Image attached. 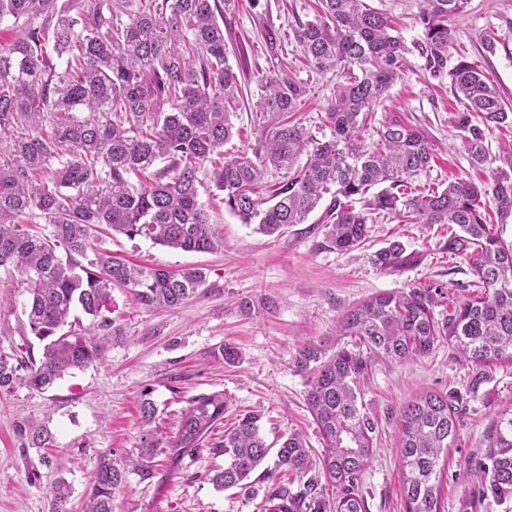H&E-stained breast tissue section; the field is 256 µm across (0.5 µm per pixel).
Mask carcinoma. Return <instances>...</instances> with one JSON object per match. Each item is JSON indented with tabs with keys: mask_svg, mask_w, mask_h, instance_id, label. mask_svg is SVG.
Masks as SVG:
<instances>
[{
	"mask_svg": "<svg viewBox=\"0 0 512 512\" xmlns=\"http://www.w3.org/2000/svg\"><path fill=\"white\" fill-rule=\"evenodd\" d=\"M229 0H0V269L28 294L29 333L43 343L0 352V392L19 386L42 391L73 369L102 359L104 340L63 331L74 309L100 315L114 287L127 288L146 309L181 306L206 283L204 269L167 271L128 264L92 249L100 227L130 239L185 252L224 248L210 204L200 200L201 175L214 155L223 162L209 180L224 208L240 223L267 235L303 224L325 195L326 236L341 253L365 245L379 218L407 224L457 227L444 248L466 259L473 284L467 297L435 316L431 289L383 292L346 309L336 322V351L322 342L301 345L297 367L309 372L305 401L322 440L315 456L305 436L288 434L276 449L262 512H368L361 476L373 454L377 423L363 407L361 383L377 361L406 363L441 342L472 367L476 392L490 370L512 364V241L488 222L487 201L512 217V143L491 155L487 131L512 126L494 84L478 65L450 64L448 20L469 0H418L423 40L417 45L433 79H448L463 108L454 113L465 152L476 168L496 161L489 182L455 179L416 193L409 180L436 162L428 133L399 119L374 125L376 107L402 78L408 48L387 13L365 0H316L314 17L291 29L307 67L338 70L340 79L325 112L330 137L319 140L296 117L307 85L286 65L259 80L256 107L276 114L261 148L223 155L235 136L240 84L228 64L224 6ZM377 139H369V132ZM308 159L295 166L302 153ZM269 168L284 180L263 197L256 188ZM362 203L356 207V203ZM45 222L34 235L28 224ZM423 259L392 240L372 255L385 275ZM233 366L241 359L230 343L212 354ZM232 412L227 394H200L182 412L164 445L171 464L193 455L211 428ZM262 414H239L214 446L224 468L212 476L221 490L247 488L271 448ZM460 426L448 395L426 392L399 412L404 512H442L445 463ZM17 433L31 448L52 447L46 428L28 423ZM486 446L458 474L481 487L464 496L457 512H480L492 497L512 496V408L500 411ZM158 441L148 433L137 454L98 456L85 512H113V501L136 474L155 477ZM321 470L320 483L315 470ZM64 479L49 490V512H68Z\"/></svg>",
	"mask_w": 512,
	"mask_h": 512,
	"instance_id": "1",
	"label": "carcinoma"
}]
</instances>
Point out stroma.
<instances>
[{
  "label": "stroma",
  "instance_id": "35a3bbf8",
  "mask_svg": "<svg viewBox=\"0 0 512 512\" xmlns=\"http://www.w3.org/2000/svg\"><path fill=\"white\" fill-rule=\"evenodd\" d=\"M386 10L399 25L408 48L404 74L390 89L376 113L377 121L393 117L423 127L439 146L430 170L414 184L441 185L454 178L490 180L492 172L471 168L457 131L450 123L460 102L448 81L431 79L417 45L423 39L416 0H367ZM314 0H235L224 14L228 63L246 96L234 119L238 129L224 151L252 152L258 147L272 113L257 111L252 96L257 83L277 61L287 62L311 92L298 113L316 136L326 135L324 112L337 82L335 71L307 68L299 48L288 41V27L313 16ZM453 59L478 64L512 106V0H470L466 13L450 19ZM280 32L281 42L269 49L265 28ZM494 33L495 53H485L481 38ZM212 219L221 227L224 248L218 252H183L152 244L141 237L103 233L95 249L133 262L176 271L204 268L207 282L179 308L152 312L137 304L125 289L111 291L101 316L121 333L112 337L101 361L73 370L47 391L25 387L0 393V512H48V489L65 478L72 489L68 508L83 512L89 477L105 451L135 452L146 433L167 439L174 435L191 398L223 391L230 394L236 413L263 414L262 433L268 444L292 431L307 435L321 451L316 425L305 401L308 375L296 366L303 342L334 341L336 321L353 304L397 289L437 290L436 316L462 300L471 281L467 262L449 257L443 244L445 226L422 229L416 224L379 220L371 225L363 248L342 254L326 240L324 208L307 223L289 226L281 235L267 236L241 224L221 201H214ZM398 240L423 252L418 266L398 275L381 274L371 256L387 242ZM0 351L23 344V307L27 294L11 276L0 272ZM271 299L272 311L244 313L239 304ZM241 353L239 363L224 367L212 352L224 343ZM470 369L447 345L414 361L374 364L361 388L363 405L377 421L372 459L361 479L368 512H403L400 488L399 432L395 415L418 395L437 391L451 394L462 409L461 426L452 448L444 487L445 510L456 512L469 490L454 475L482 446L483 435L498 411L512 406V364L493 368L478 393L468 387ZM151 399L157 414L151 424L140 415L143 399ZM47 425L63 468L41 465L40 452L24 447L16 426L21 421ZM224 438L216 425L202 448L169 465L158 456L156 476L148 482L129 475L113 501L114 512H259L268 484L253 478L246 489L218 490L210 477L224 458L213 446Z\"/></svg>",
  "mask_w": 512,
  "mask_h": 512
}]
</instances>
